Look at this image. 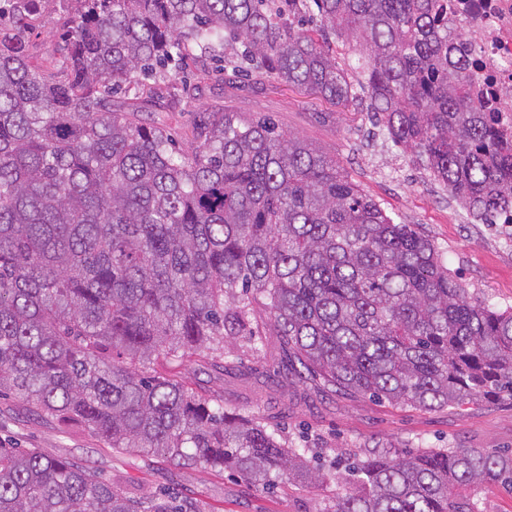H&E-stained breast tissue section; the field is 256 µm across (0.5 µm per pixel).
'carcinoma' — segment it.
Segmentation results:
<instances>
[{
    "label": "carcinoma",
    "instance_id": "cac0c4a2",
    "mask_svg": "<svg viewBox=\"0 0 512 512\" xmlns=\"http://www.w3.org/2000/svg\"><path fill=\"white\" fill-rule=\"evenodd\" d=\"M55 48L34 61L43 0L0 18V393L112 451L230 470L265 488L323 484L278 425L224 410L163 366L213 361L268 330L341 391L419 410L512 401V308L474 298L413 224L335 159L270 118L203 112L195 148L112 98L175 75L189 43H239L256 80L347 107L333 45H365L359 88L388 137L472 217L512 211V139L474 101L443 0H56ZM315 13L313 36L304 25ZM317 512H483L512 488V452L381 448ZM0 512H174L38 448L0 442ZM473 493L484 512H512V493L508 487L485 484Z\"/></svg>",
    "mask_w": 512,
    "mask_h": 512
}]
</instances>
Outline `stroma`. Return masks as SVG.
I'll return each mask as SVG.
<instances>
[{"instance_id":"1","label":"stroma","mask_w":512,"mask_h":512,"mask_svg":"<svg viewBox=\"0 0 512 512\" xmlns=\"http://www.w3.org/2000/svg\"><path fill=\"white\" fill-rule=\"evenodd\" d=\"M217 53L214 59L195 54L178 75L158 84L154 99L162 111L141 112V120H163L187 154L199 109L218 112L228 105L246 118L270 116L336 159L395 221L417 225L472 295L501 309L512 307V226L484 224L468 215L411 152L375 126L364 97L334 107L274 78L258 82L239 73L234 45ZM169 370L200 393L221 395L230 412L276 416L284 437L319 451L327 467L379 445L512 450L511 402L419 410L357 396L301 374L273 336L259 351L233 350L220 366L202 358L188 366L172 363ZM0 442L72 459L133 491L150 488L174 502L198 501L204 512H316L345 489L341 482L308 488L282 482L263 490L200 465L176 467L154 457L117 454L89 432L60 430L54 420L33 415L9 395L0 397Z\"/></svg>"}]
</instances>
